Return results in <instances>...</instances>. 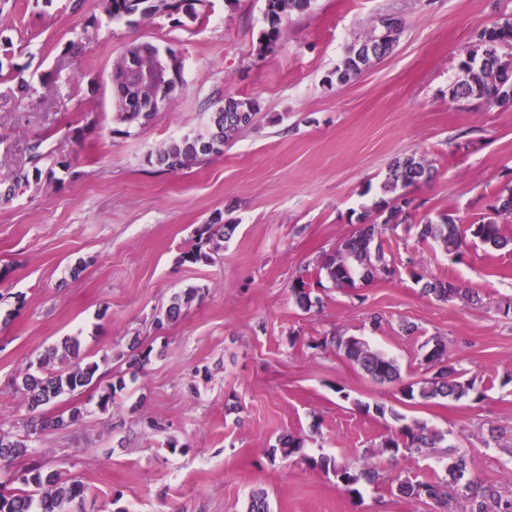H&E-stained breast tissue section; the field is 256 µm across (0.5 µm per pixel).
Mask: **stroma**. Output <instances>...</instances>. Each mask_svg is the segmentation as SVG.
Segmentation results:
<instances>
[{"mask_svg":"<svg viewBox=\"0 0 512 512\" xmlns=\"http://www.w3.org/2000/svg\"><path fill=\"white\" fill-rule=\"evenodd\" d=\"M264 9L210 0L200 24L159 13L95 30L100 0H0V46H12L0 59V174L29 177L0 201V429L28 435L45 469L87 484V512H247L256 491L271 512H433L384 486L348 493L306 462L376 450L389 425L371 407L383 403L447 431L483 482L512 495V319L497 311L512 298V251L478 245L455 260L402 225L385 236L393 277L322 290L307 313L290 291L353 230L396 157L435 167L414 192L421 213L463 224L485 213L512 176V107L463 108L448 87L477 32L512 16V0H313L262 55ZM389 16L403 21L392 52L328 86L348 47ZM134 41L178 49L183 86L129 128L112 120L109 75ZM18 75L33 87L27 97L14 91ZM229 96L255 100L257 115L223 153L178 174L150 163L171 140L206 133ZM215 218L235 225L232 238L211 262L180 261ZM412 254L429 279L455 281L480 303L423 294L404 265ZM192 287L201 299L156 329V311ZM336 331L394 359L407 382L424 376V344L439 338L482 395L402 404L398 386L322 347ZM68 336L106 381L126 370L132 340L152 347L151 361L108 410L87 391L79 421L28 434L15 381ZM150 419L164 431L147 429ZM286 432L304 438L303 456L270 460Z\"/></svg>","mask_w":512,"mask_h":512,"instance_id":"stroma-1","label":"stroma"}]
</instances>
